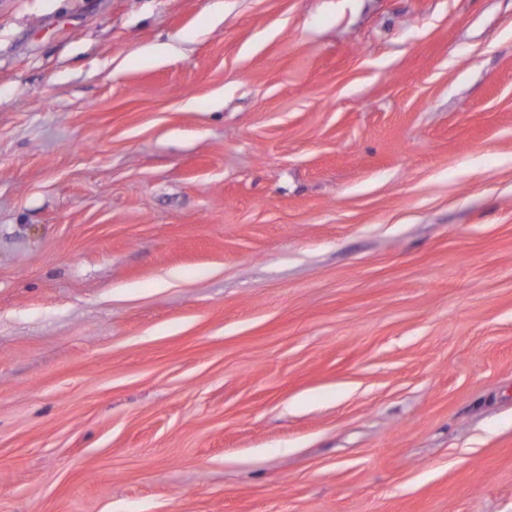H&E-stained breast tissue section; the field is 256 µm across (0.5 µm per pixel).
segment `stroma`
<instances>
[{
  "instance_id": "obj_1",
  "label": "stroma",
  "mask_w": 512,
  "mask_h": 512,
  "mask_svg": "<svg viewBox=\"0 0 512 512\" xmlns=\"http://www.w3.org/2000/svg\"><path fill=\"white\" fill-rule=\"evenodd\" d=\"M0 512H512V0H0Z\"/></svg>"
}]
</instances>
